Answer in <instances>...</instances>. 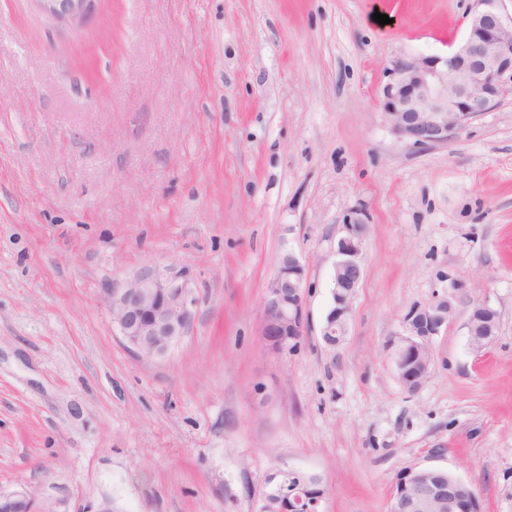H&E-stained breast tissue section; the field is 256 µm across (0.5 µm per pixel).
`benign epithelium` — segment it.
<instances>
[{"label": "benign epithelium", "mask_w": 512, "mask_h": 512, "mask_svg": "<svg viewBox=\"0 0 512 512\" xmlns=\"http://www.w3.org/2000/svg\"><path fill=\"white\" fill-rule=\"evenodd\" d=\"M41 12L59 22H79L94 9L95 0H35ZM462 41L448 54H419L396 60L382 87L378 104L402 138L416 147H435L451 134L490 111L512 93V15L502 0H476ZM363 214L348 213L343 224L348 234L336 244L333 302L321 336L338 345L348 331L350 299L363 276L357 229ZM306 269L291 249L283 251L262 297L260 339L270 351L281 353L288 343L306 332ZM112 322L120 336L141 357L144 347L162 357L183 336L195 317L197 300L189 272L176 264H146L104 289ZM485 312L486 335L474 332V317L466 322L473 345L493 340L499 324L495 308L480 302ZM453 306L447 299L411 308L402 319L404 334L392 344L399 381L417 390L430 373L431 343L448 328ZM310 474L282 465L266 477L261 498L270 508L290 503L297 512H322L324 498L308 496ZM390 512H479L473 487L443 470L409 468L400 473L390 490ZM0 512H33V496L26 490L0 491Z\"/></svg>", "instance_id": "7a95c632"}]
</instances>
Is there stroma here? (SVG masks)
Masks as SVG:
<instances>
[{
	"label": "stroma",
	"mask_w": 512,
	"mask_h": 512,
	"mask_svg": "<svg viewBox=\"0 0 512 512\" xmlns=\"http://www.w3.org/2000/svg\"><path fill=\"white\" fill-rule=\"evenodd\" d=\"M474 8L97 0L71 28L0 0V491L35 512H259L287 464L322 479L325 512H388L403 470L434 467L512 512V94L432 148L378 104L393 62L446 53ZM351 211L364 271L331 347ZM286 248L307 331L277 354L260 302ZM152 262L188 269L198 304L145 359L104 290ZM439 299L453 320L410 392L390 344ZM479 301L500 325L478 350ZM474 308L471 311L470 317L468 318L466 322L467 332H468V338L472 345H483L491 342L495 336L493 335L498 327L499 324V315L495 308L491 307L486 302H480L476 306H473ZM482 310L485 312V330L488 336H476V333L474 332V312L475 310ZM498 331V330H497Z\"/></svg>",
	"instance_id": "stroma-1"
}]
</instances>
